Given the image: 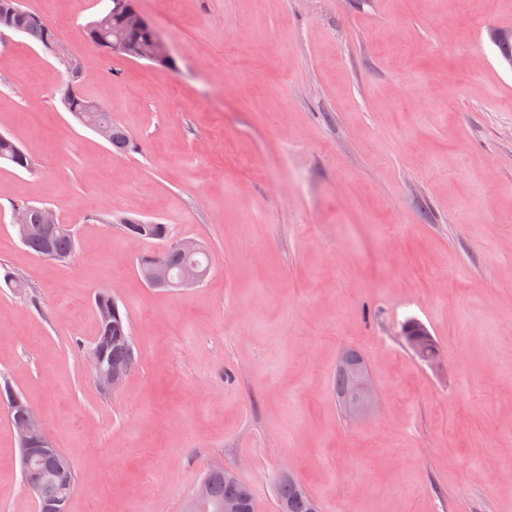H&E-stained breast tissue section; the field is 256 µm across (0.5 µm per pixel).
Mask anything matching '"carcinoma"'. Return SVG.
Listing matches in <instances>:
<instances>
[{"instance_id":"1","label":"carcinoma","mask_w":512,"mask_h":512,"mask_svg":"<svg viewBox=\"0 0 512 512\" xmlns=\"http://www.w3.org/2000/svg\"><path fill=\"white\" fill-rule=\"evenodd\" d=\"M133 2V0H110V7L89 22L96 27L103 26L107 36H112V29L118 24V9ZM6 6L8 13H0V25L5 21L20 27L23 35L40 46H45L49 35L54 32L52 26L41 14L24 6V0H0V7ZM89 101V97L79 91L65 93L62 104L81 124L93 131L104 128L109 131L106 139L110 151L123 155L138 149V145L130 132L120 122L112 119V114L103 110L101 112H82L80 108ZM0 160L14 165L18 169L31 171L36 166L35 156L32 152L17 144L11 138L0 135ZM15 205L28 207L30 210V224L28 242L25 247L34 255L55 261L71 259L76 250V233L72 229H65L55 235L52 240V255L44 253V239L39 230L40 206L19 200ZM126 235L134 239H156L166 242L174 237L172 228L168 224L138 223V218L124 216L118 220ZM144 227L145 232L138 231ZM94 304L98 313V331L90 347L98 350L107 365L131 363L137 364L136 351L128 340L130 336V322L127 311L119 305L117 300L106 291L96 292ZM33 465L37 469L49 470L62 466L69 475L68 483L50 476L41 483L38 501L53 502L70 498L76 484V473L69 460L58 454L57 458L50 460L36 453L33 456ZM211 481V503L207 512H218L224 506V500L234 499L242 506V512H256L257 502L249 485L236 476L224 478V468L214 467L206 472ZM277 507L279 512H310L317 507L316 502L306 493L301 484L294 478L281 475L277 483Z\"/></svg>"}]
</instances>
